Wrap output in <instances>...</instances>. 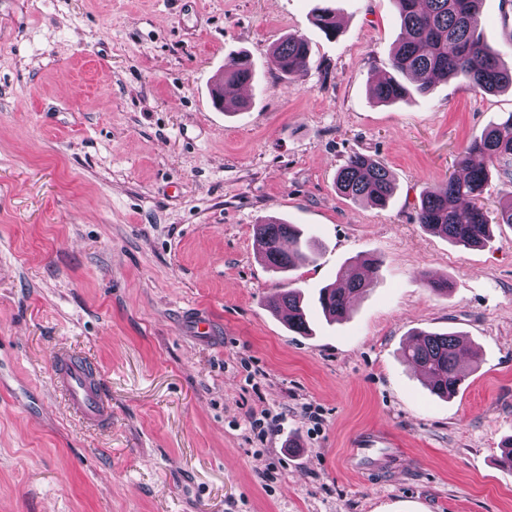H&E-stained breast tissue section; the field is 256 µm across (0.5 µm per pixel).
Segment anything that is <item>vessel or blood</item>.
Instances as JSON below:
<instances>
[{"mask_svg":"<svg viewBox=\"0 0 512 512\" xmlns=\"http://www.w3.org/2000/svg\"><path fill=\"white\" fill-rule=\"evenodd\" d=\"M53 378L75 415L88 425L109 427V394L100 378L89 375L83 361L64 351L57 353Z\"/></svg>","mask_w":512,"mask_h":512,"instance_id":"b4317fda","label":"vessel or blood"}]
</instances>
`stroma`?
Wrapping results in <instances>:
<instances>
[{
  "label": "stroma",
  "mask_w": 512,
  "mask_h": 512,
  "mask_svg": "<svg viewBox=\"0 0 512 512\" xmlns=\"http://www.w3.org/2000/svg\"><path fill=\"white\" fill-rule=\"evenodd\" d=\"M322 5L0 0V512H512V226L465 249L417 220L423 187L512 113V89L452 78L376 103L392 0H332L333 38ZM480 28L511 68L512 0H483ZM291 34L311 58L287 77L270 58ZM239 51L247 107L216 111ZM355 154L389 170L386 207L338 193ZM275 218L316 240L314 261H260L253 227ZM364 258L378 269L345 319L312 310L299 335L273 313ZM448 330L471 354L446 400L402 348ZM59 348L104 379L111 429L65 406ZM371 430L398 442L376 480L351 453ZM254 80V69L247 54L236 53L224 61V81L231 84H251Z\"/></svg>",
  "instance_id": "35a3bbf8"
}]
</instances>
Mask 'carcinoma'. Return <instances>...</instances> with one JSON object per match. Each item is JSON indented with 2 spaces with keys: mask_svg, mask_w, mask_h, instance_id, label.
<instances>
[{
  "mask_svg": "<svg viewBox=\"0 0 512 512\" xmlns=\"http://www.w3.org/2000/svg\"><path fill=\"white\" fill-rule=\"evenodd\" d=\"M403 35L396 43L391 67L395 75L372 86L373 99L393 103L410 94L404 83L412 79L415 90L427 92L438 81L463 77L476 93H492L512 88V69H505L481 39L480 8L482 0H393ZM316 26L329 38L336 36V9L325 5L315 15ZM310 63L308 43L301 37L288 36L272 52V64L285 76L305 71ZM254 69L248 55L236 53L224 61V81L250 84ZM504 161L502 173L509 172L512 160V113L491 126L472 142L458 159L463 175L451 174L442 184L425 186L420 194L418 221L430 231L448 238L457 246L473 248L491 236L494 224L512 225V194L491 217L484 208L490 180V168ZM336 187L354 201L366 200L384 206L393 194L394 185L386 168L362 154L351 156L336 175ZM257 251L269 268L287 271L300 262L312 259V245L302 238L293 224L268 220L253 227ZM374 268L355 261L339 270L344 283L319 290L317 305L331 321L345 317L350 296L372 284ZM288 310V329L305 334L309 330L308 308L297 289L284 292L274 310ZM467 348L455 332L415 334L403 351L409 363L421 368L431 382L433 394L450 399L462 387L466 374L460 368Z\"/></svg>",
  "mask_w": 512,
  "mask_h": 512,
  "instance_id": "carcinoma-1",
  "label": "carcinoma"
}]
</instances>
